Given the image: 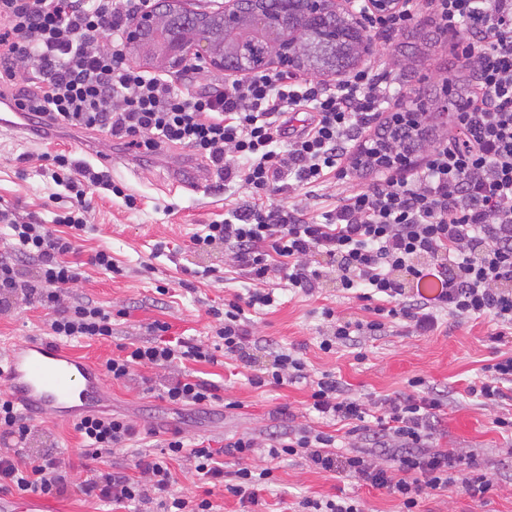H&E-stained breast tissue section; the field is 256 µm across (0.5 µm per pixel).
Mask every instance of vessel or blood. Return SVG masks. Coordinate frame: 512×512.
Instances as JSON below:
<instances>
[{
  "label": "vessel or blood",
  "mask_w": 512,
  "mask_h": 512,
  "mask_svg": "<svg viewBox=\"0 0 512 512\" xmlns=\"http://www.w3.org/2000/svg\"><path fill=\"white\" fill-rule=\"evenodd\" d=\"M102 373L62 348L37 341L20 344L0 364V388L47 420H67L99 395Z\"/></svg>",
  "instance_id": "obj_1"
}]
</instances>
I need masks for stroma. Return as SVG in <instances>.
Masks as SVG:
<instances>
[{
	"label": "stroma",
	"instance_id": "obj_1",
	"mask_svg": "<svg viewBox=\"0 0 512 512\" xmlns=\"http://www.w3.org/2000/svg\"><path fill=\"white\" fill-rule=\"evenodd\" d=\"M407 40L404 33L374 37L373 55L360 57L358 64L394 75L414 67L416 76L403 83L398 102L408 104L416 89L425 104H433L442 94L443 77L457 68L458 62L434 41L424 53L409 58L400 49ZM126 58L131 65L153 73H172L191 92L223 86L234 77L233 72L215 67L191 71L194 58L190 55L173 68L164 60L149 61L132 50L127 51ZM61 151L107 170L116 185L137 199L136 208L130 209L113 194H94L87 214L91 230L83 236L82 249L87 253L110 250L121 273L113 276L91 269L71 288L73 295L91 298L118 312L127 310L128 315L115 318L111 338L71 340L64 342V349L98 366L118 355L121 345L147 339L145 325L155 320L171 323L183 336L206 341L208 307L223 304L247 286L241 271L226 267L223 249L199 254L189 248L190 237L200 225L224 218V191L217 187L215 177L208 175L186 149L135 156L105 136L70 127L56 128L45 138L23 128L5 127L0 128V204L46 224L64 213L68 192L55 184L41 165L44 154ZM160 240L168 242L169 248L157 255L153 246ZM187 267H213L223 271L225 278L189 289L182 284ZM279 296L278 306L252 318L250 331L257 342V362H265L269 351L287 348L306 360L310 374L330 372L350 392L372 400L396 396L406 391L408 379L424 377L443 391L447 400L440 423L442 444L474 450L495 485L481 502L457 490L445 496H427L420 512H512V457L504 453L512 446V435L496 428L494 411L484 409L467 393L468 386L482 377L483 366L500 354L512 352V336L495 340L492 324L483 318L461 324L451 321L425 335L406 322L396 321L387 323L377 335L362 337L359 347L341 346L326 353L320 350L318 339L324 324L323 308L355 319L363 315L359 301L348 299L331 281L324 282L311 296L285 290ZM46 331L45 313L34 306L24 305L0 315V354L29 338L44 336ZM186 369L222 386L224 404L205 409L172 406L144 391L140 377L135 376L125 382L104 378L107 396L99 406L155 430L159 437H169L177 428L189 440L267 436L278 424L276 410L283 406L288 409L289 424L307 421L305 384L256 389L245 380L247 368L232 360L190 363ZM36 425L26 452L53 449L70 464L67 493L43 500L48 512H112L111 504L79 491L87 475L86 460L81 438L71 422L40 419ZM273 467L274 481L262 495L259 512H300L304 497L331 499L341 491L359 498L364 512H401L399 501L385 491L343 484L308 467L298 457H281Z\"/></svg>",
	"mask_w": 512,
	"mask_h": 512
}]
</instances>
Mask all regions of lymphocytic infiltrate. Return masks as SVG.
Here are the masks:
<instances>
[{"mask_svg":"<svg viewBox=\"0 0 512 512\" xmlns=\"http://www.w3.org/2000/svg\"><path fill=\"white\" fill-rule=\"evenodd\" d=\"M151 0H0V104L24 123L68 126L104 134L127 149L150 154L189 149L223 183L230 197L223 221L203 225L195 250L224 247L251 282L250 289L210 308L208 343L172 335L168 322L148 323L149 340L122 345L103 365L119 382L135 371H163L159 396L178 406L219 402L216 383L181 371L182 363L247 360L250 313L275 306L279 278L291 290L314 295L335 280L339 290L364 301L369 319L345 320L322 310L326 330L319 347L329 352L376 334L402 318L420 333L444 319L489 318L512 334V0H428L434 31L452 55L469 63L473 83L464 95L456 134L439 137L415 172L367 170L362 162L373 125L390 94L386 75L364 68L335 87L284 70L232 79L223 89L183 92L171 78L128 65L123 48L133 18ZM307 109L311 120L289 135V113ZM52 179L71 192V207L55 224L20 219L0 208L7 227L0 256V314L20 304L47 313L50 336L99 340L112 335V312L73 296L84 265L112 270V254L97 250L75 258V241L88 229V189L136 199L114 185L107 171L49 156ZM370 175L368 185L343 190L322 219L276 205L272 196ZM309 386L314 422L261 439L243 434L212 446L186 442L180 433L156 443L155 455L132 454L154 430L125 417L90 413L73 428L82 454L95 463L81 485L85 496L143 512H213L211 501L174 488L170 460L185 461L200 484L219 487L241 507L259 505L273 471L256 458L296 456L333 477L386 490L416 512L424 495L456 486L471 498L493 487L472 450L440 446L444 398L422 377L409 392L371 402L349 393L335 375L309 378L296 352L276 351L268 368L249 375L253 388ZM512 384V355L485 365L468 392L497 408ZM347 425V441L321 422ZM35 426L18 403L0 396V493L63 495L67 470L59 453L20 455ZM132 454L137 477L103 467L104 458Z\"/></svg>","mask_w":512,"mask_h":512,"instance_id":"obj_1","label":"lymphocytic infiltrate"}]
</instances>
